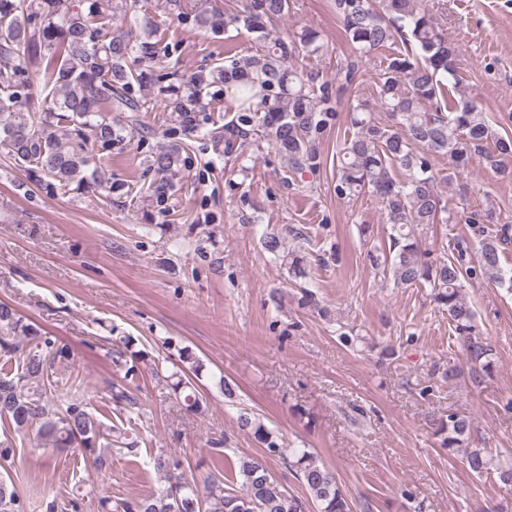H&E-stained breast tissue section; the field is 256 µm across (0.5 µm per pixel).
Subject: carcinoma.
<instances>
[{"mask_svg":"<svg viewBox=\"0 0 512 512\" xmlns=\"http://www.w3.org/2000/svg\"><path fill=\"white\" fill-rule=\"evenodd\" d=\"M424 0H335L341 30L355 59L338 70L345 83L334 85L326 75L300 65L305 56L323 50L319 31L305 28L284 35L280 21L294 0H239L230 12L203 7L196 0H162L161 7L218 38L230 28L252 35L256 53L214 59L187 76L165 61L169 48L160 46L156 22L142 0H0V150L20 163L30 179L52 194L91 193L112 202L113 184L97 166L96 152L122 147L141 130L139 113L162 106L184 131L202 130L201 114L232 90V118L221 128L204 133L224 157L240 158L239 148L260 133L271 144L281 167L292 175L291 190H300L296 177L316 173L321 166L318 145L340 121L338 98L353 85L359 62L384 52L378 73L377 107L388 114L382 125L364 101L351 108L354 132L336 145L340 165L336 196L370 194L384 205L392 225L388 250L370 255L373 265L397 286L430 289L436 306L447 312L463 340L471 364L472 384L480 386L494 368L493 349L476 331L475 312L463 295L464 281L488 276L512 283L500 267V244L508 227L492 230L494 211L469 212L480 254L474 266L466 260L469 246L458 242L454 254L433 258L421 250L412 225L435 224L448 211L438 192L439 175L431 157H449L462 172L479 153L490 167L505 172L512 162V136L500 135L487 124L473 100H449L442 78L456 76L458 47L448 41ZM119 17L128 28L112 29ZM43 69L31 72L35 62ZM189 145L181 140L161 147L146 158L155 178L146 196L162 207L175 192L173 177L186 163ZM405 178L398 179L394 171ZM262 251L278 259L284 238L266 233ZM31 345L24 351V344ZM115 366L124 370L112 384L111 400L132 414L139 408L136 394L125 381L138 371L147 354L125 351L132 338L123 337ZM70 358L26 320L13 306L0 302V460L13 454L12 435L36 430L45 448L82 449L99 469L112 458V446L137 454L139 441L110 425L75 391L62 404L50 402L58 387L52 371L58 360ZM173 391L183 396L187 410L200 412L206 399L190 381L177 377ZM240 430L253 435L270 456H282L274 431L256 414H238ZM470 417L448 414L441 425V447L464 449L465 465L475 475L490 476L512 486V464H503L490 448H470ZM288 465L307 492L290 493L258 459L241 456L211 471L203 488L182 470V463L160 453L153 466L164 473L165 484L123 505L124 512H353L339 485L336 470L317 460L308 448H292ZM240 477L241 489L233 488ZM0 512H26V503L11 479L0 475Z\"/></svg>","mask_w":512,"mask_h":512,"instance_id":"cac0c4a2","label":"carcinoma"}]
</instances>
